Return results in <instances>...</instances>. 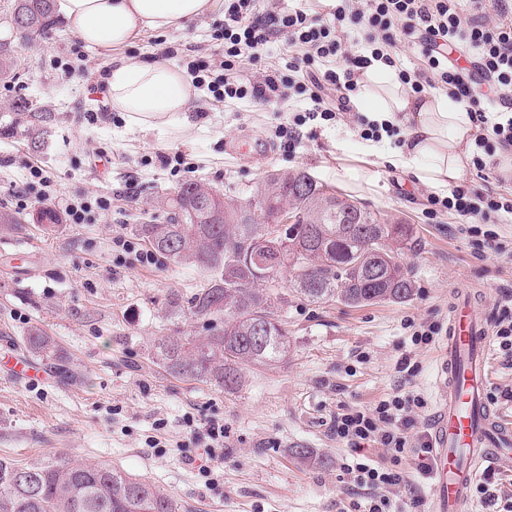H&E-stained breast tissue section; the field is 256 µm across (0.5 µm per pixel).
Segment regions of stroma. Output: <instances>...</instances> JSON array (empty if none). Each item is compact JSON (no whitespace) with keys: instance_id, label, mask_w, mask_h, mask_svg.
I'll return each mask as SVG.
<instances>
[{"instance_id":"35a3bbf8","label":"stroma","mask_w":512,"mask_h":512,"mask_svg":"<svg viewBox=\"0 0 512 512\" xmlns=\"http://www.w3.org/2000/svg\"><path fill=\"white\" fill-rule=\"evenodd\" d=\"M15 0H0V45L17 60L16 77H0V123L17 108L55 115L39 149L23 129L0 135V208L17 213L20 224L0 231V348L24 353L22 336L37 326L57 341L66 373L48 369L33 385L0 365V457L27 464L60 455L86 463H108L140 475L172 494L188 512H348L363 501L350 484L346 465L385 462L374 445L355 452L331 430L336 413L373 406L400 385L396 363L410 353L418 372L411 390L428 401L416 430L429 429L439 392L437 346L413 347L406 321L448 324V304L459 289L481 294L487 320L495 301L512 291V263L480 251L456 233L446 213L428 219V191L410 173L380 163L374 188L340 182L337 172L366 167L358 116L319 122L295 155L276 148L275 131L291 124L295 99L266 103L250 97L217 101L199 91L188 121L176 127L130 126L111 110L95 72L108 53L89 52L64 23L47 39L20 41L11 22ZM223 10L188 22L165 35L147 31L121 55L154 57L158 38L173 46L171 66L223 52L214 38ZM103 113L91 124L87 113ZM181 150L187 178L245 198L269 171L304 169L336 194L352 196L389 222L413 228L414 250L403 260L413 270L414 288L404 302L350 307L338 301L311 303L292 289L288 273L276 282L280 298L273 312L288 328V356L274 368L255 367L242 387L224 391L166 373L155 359L164 336L203 335V322L188 316L169 320L168 293L190 298L207 281L192 265L157 260L151 266L119 267L111 241L135 239V225L162 224L164 197L180 177L156 163V153ZM37 161L61 193H101L112 198V221L34 223L32 209H20L14 194ZM491 382L484 400L512 421V362L494 338H487ZM224 426V456L204 460L200 450L210 422ZM296 448L316 460L301 463ZM402 469L410 488L394 492L396 512H429L432 482L412 458Z\"/></svg>"}]
</instances>
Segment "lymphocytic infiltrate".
<instances>
[{"instance_id":"1","label":"lymphocytic infiltrate","mask_w":512,"mask_h":512,"mask_svg":"<svg viewBox=\"0 0 512 512\" xmlns=\"http://www.w3.org/2000/svg\"><path fill=\"white\" fill-rule=\"evenodd\" d=\"M459 2L335 0L327 10L328 21L322 22L278 2L260 14L255 0H224L223 55L208 66L189 63L187 70L196 86L216 97L252 96L272 102L286 98L291 88L303 95L304 113L295 116L293 126L278 131L281 149L293 153L302 143L300 126L347 113L361 71L375 61L395 66L399 44L410 42L421 65L411 72L399 70L400 81L416 94L445 90L466 105L476 127L470 164L481 172L495 154L512 155V0H471L474 11L469 15L460 11ZM351 26L363 31L365 54H350L342 31ZM462 48L477 56L471 69L458 67L450 57ZM260 58L269 61L266 71L246 75L245 64ZM331 87L339 91L332 103L325 99ZM29 175L20 193L21 205L51 202L69 224L87 223L94 213L105 217L112 213L109 196H63L39 166H30ZM428 203L429 218L453 213L466 235L512 216L511 192L479 190L466 183L449 196H429ZM426 406L423 397L400 387L372 407L348 408L334 417L332 430L349 448L374 443L390 457L386 466L358 462L346 468L350 479L368 490L363 512H392L390 491L408 483L397 467L404 455L415 457L421 474L430 473L433 447L428 432L408 435Z\"/></svg>"}]
</instances>
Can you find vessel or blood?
<instances>
[{
    "label": "vessel or blood",
    "mask_w": 512,
    "mask_h": 512,
    "mask_svg": "<svg viewBox=\"0 0 512 512\" xmlns=\"http://www.w3.org/2000/svg\"><path fill=\"white\" fill-rule=\"evenodd\" d=\"M487 333L482 312L460 296L439 354L440 398L430 427L435 448L430 512H462L485 463L512 467V427L484 401L487 378L479 348Z\"/></svg>",
    "instance_id": "vessel-or-blood-1"
}]
</instances>
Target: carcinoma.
Wrapping results in <instances>:
<instances>
[{"mask_svg": "<svg viewBox=\"0 0 512 512\" xmlns=\"http://www.w3.org/2000/svg\"><path fill=\"white\" fill-rule=\"evenodd\" d=\"M12 23L25 38L54 28L53 0H16ZM260 213H250L224 194L186 181L167 195L168 223L137 224L135 234L174 264L209 273L189 300L167 296L172 318L204 320V336H168L156 347L165 371L180 379L237 389L245 371L273 366L288 356V330L270 312L278 273L262 274L240 258L264 215L292 209L305 222L277 255L295 292L319 303L349 306L403 302L412 295L403 262L414 244L408 224H380L355 199L338 197L305 170L274 171L250 193ZM33 356L57 360L53 337L31 328L24 339ZM182 504L154 484L110 464H84L66 457L19 464L0 458V512H181Z\"/></svg>", "mask_w": 512, "mask_h": 512, "instance_id": "cac0c4a2", "label": "carcinoma"}]
</instances>
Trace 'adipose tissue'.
Returning <instances> with one entry per match:
<instances>
[{"label": "adipose tissue", "mask_w": 512, "mask_h": 512, "mask_svg": "<svg viewBox=\"0 0 512 512\" xmlns=\"http://www.w3.org/2000/svg\"><path fill=\"white\" fill-rule=\"evenodd\" d=\"M220 0H56L68 30L89 49H113L134 42L143 31L167 32L214 12ZM112 109L137 127L182 122L197 96L186 72L166 62L112 59L105 78ZM358 99L369 119L390 122L402 142L382 159L407 168L415 182L445 196L458 185L470 160L475 127L460 103L443 94H408L395 71L374 63L358 80Z\"/></svg>", "instance_id": "1"}]
</instances>
